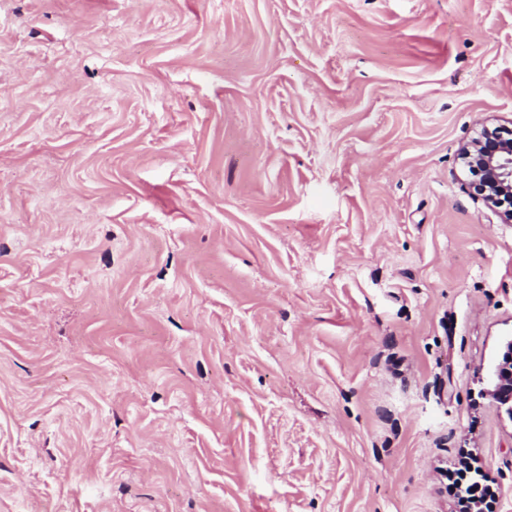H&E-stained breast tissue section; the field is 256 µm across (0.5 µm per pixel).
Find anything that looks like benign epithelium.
Instances as JSON below:
<instances>
[{
    "instance_id": "7a95c632",
    "label": "benign epithelium",
    "mask_w": 512,
    "mask_h": 512,
    "mask_svg": "<svg viewBox=\"0 0 512 512\" xmlns=\"http://www.w3.org/2000/svg\"><path fill=\"white\" fill-rule=\"evenodd\" d=\"M506 126L487 119L480 133L460 148V155L471 163L480 179L469 183L472 196L482 200L502 222L512 223V207L502 210L503 199L512 202V138L500 135ZM506 351L494 363L484 379L482 396L490 398L512 420V339L506 341Z\"/></svg>"
}]
</instances>
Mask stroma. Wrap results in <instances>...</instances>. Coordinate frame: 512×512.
Returning <instances> with one entry per match:
<instances>
[{"label": "stroma", "instance_id": "stroma-1", "mask_svg": "<svg viewBox=\"0 0 512 512\" xmlns=\"http://www.w3.org/2000/svg\"><path fill=\"white\" fill-rule=\"evenodd\" d=\"M512 0H0V512H512ZM493 129L507 128L496 123L494 119H486L481 123L476 137L461 146L460 155L481 176L469 183L471 195L481 199L503 223L511 224L512 207L502 210L498 205L504 197L512 203V130L510 129V138H505ZM501 361L487 371L481 395L490 398L512 419V339L507 340Z\"/></svg>", "mask_w": 512, "mask_h": 512}]
</instances>
